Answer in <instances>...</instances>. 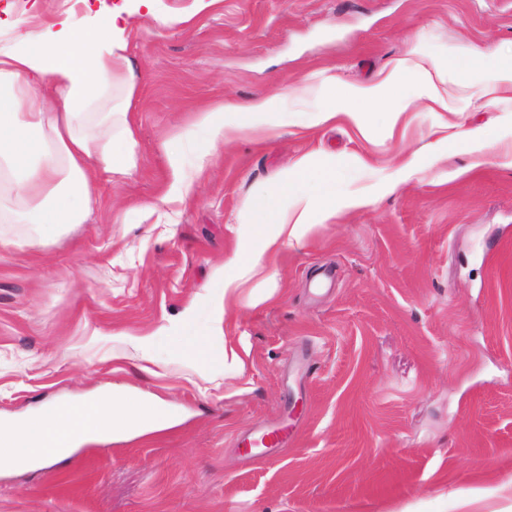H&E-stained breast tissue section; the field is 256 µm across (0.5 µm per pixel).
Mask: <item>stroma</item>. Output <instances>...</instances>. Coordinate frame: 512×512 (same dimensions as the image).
<instances>
[{"mask_svg":"<svg viewBox=\"0 0 512 512\" xmlns=\"http://www.w3.org/2000/svg\"><path fill=\"white\" fill-rule=\"evenodd\" d=\"M14 27L39 29L78 0H0ZM179 23L132 16L127 55L142 75L129 122L131 174L98 181L83 223L34 247L1 224L0 420L120 386L175 406L180 423L83 446L46 467L0 471V512H512V145L473 167L457 133L512 128V94L448 89L419 100L394 132L321 124L317 100L272 113L276 135L244 132L206 166L186 204L146 216L168 188L165 142L194 165L207 135L195 109L272 85L379 81L420 49L447 61L512 52V0H157ZM357 156L336 190L370 205L340 212L224 307L213 281L257 193L299 158ZM418 172L391 185L410 154ZM274 300L263 301L269 288ZM259 298L250 306V298ZM198 307L216 348L247 349L244 372L196 370L133 335L163 333ZM287 424L269 458L237 443ZM480 498L463 506L470 490Z\"/></svg>","mask_w":512,"mask_h":512,"instance_id":"35a3bbf8","label":"stroma"}]
</instances>
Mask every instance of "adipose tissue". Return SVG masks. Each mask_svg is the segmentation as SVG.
Wrapping results in <instances>:
<instances>
[{
    "label": "adipose tissue",
    "instance_id": "1",
    "mask_svg": "<svg viewBox=\"0 0 512 512\" xmlns=\"http://www.w3.org/2000/svg\"><path fill=\"white\" fill-rule=\"evenodd\" d=\"M83 11H67L36 32H18L0 48V189L14 197L23 223L42 233L82 223L94 197L89 174L125 175L135 165L137 141L128 121L127 104L113 105L112 90L133 95L139 76L126 55L131 16L154 18L156 0H82ZM486 56L478 52L447 63L430 65L398 60L386 76L369 87L327 82L318 89L275 91L243 104L224 99L197 111L194 124L206 128L209 144L224 142L243 130L264 140L275 132L268 116L289 96L318 93L323 104L320 122L346 116L367 129L372 115L384 114L396 124L413 98L394 100L393 93L409 77L420 80V94L443 103L441 85L453 82L485 97L480 84ZM335 157L314 154L295 162L256 199L261 214L249 221L232 258L220 270L216 286L224 300H233L241 283L274 262L284 245L301 240L313 227L334 220L344 209L369 205L365 195L336 191ZM187 309L175 332L165 336L167 349L191 366L215 361L242 372L244 360L234 348L216 350ZM170 407L141 404L130 392L115 387L90 400L54 406L36 417L0 422V469L33 462L52 465L74 448L114 434L130 436L172 426Z\"/></svg>",
    "mask_w": 512,
    "mask_h": 512
}]
</instances>
